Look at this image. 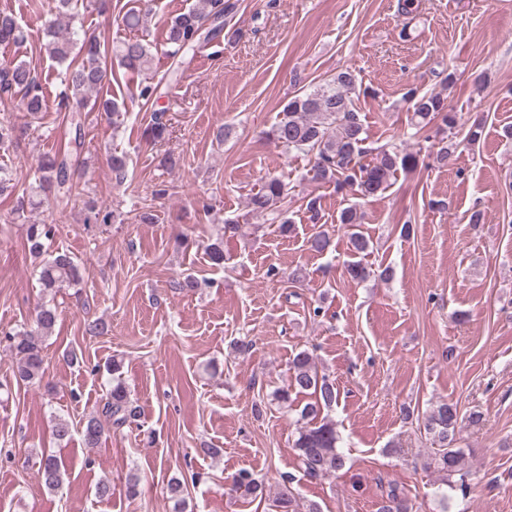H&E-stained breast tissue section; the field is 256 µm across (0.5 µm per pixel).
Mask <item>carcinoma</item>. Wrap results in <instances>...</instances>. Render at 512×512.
I'll return each mask as SVG.
<instances>
[{
    "label": "carcinoma",
    "mask_w": 512,
    "mask_h": 512,
    "mask_svg": "<svg viewBox=\"0 0 512 512\" xmlns=\"http://www.w3.org/2000/svg\"><path fill=\"white\" fill-rule=\"evenodd\" d=\"M51 10L57 17L75 18L79 0H51ZM235 9L231 0H195L193 6L172 16L166 24L165 44L167 54L173 59L171 74L178 75L180 69L191 63L196 51L214 39L223 36L232 39L237 30L228 26L227 17ZM122 20L131 30H139L151 24L148 11L134 8L124 10ZM43 34L49 37L45 49L58 60H70L62 79L63 89L59 93L58 108L69 109L70 102L83 103L87 95L95 91L112 69V59L126 71L141 74L152 69L154 54L152 45L140 38H129L112 47L99 39L84 36L79 53L82 58H70L76 44L72 32L59 31L53 21L44 25ZM27 39V32L11 10H0V46L18 44ZM365 97L375 91L357 88L353 71L341 69L323 82L303 89L288 99L283 108V117L267 132L268 139L290 150L309 157V167L304 179L318 185L329 184L338 190L350 188L362 198L384 194L393 184L398 171H411L418 167L419 158L412 152L397 149H382L370 161L365 147L366 128L361 110L356 106L353 94ZM18 95L27 112L36 116L46 111V99L40 82L26 64L0 67V95ZM403 100L412 110L413 126L425 128L432 120L441 118L448 129L455 128V116L448 112V96L441 92H423L411 86L403 93ZM85 119L82 112L74 110L70 116L68 149L49 153L41 157L38 165L39 188L52 191L61 198H70L78 188L72 171L73 153L84 145ZM27 128L19 127L8 119H0V150L8 151L19 144ZM115 179L119 182L127 177V155L114 153L109 159ZM288 197V183L279 176L261 177L258 187L247 198L248 211L242 216L268 217L271 223L280 224L281 232L292 230V221L283 211L282 204ZM364 214L355 205H350L339 214L338 223L353 227L363 223ZM240 220V221H242ZM240 221H224V233L234 236L241 231ZM55 235L53 224L25 225L28 250L36 257L45 255L46 242ZM332 247V240L325 231H318L308 239L309 250L324 254ZM83 272L80 263L69 253L57 251L43 260L39 283L46 293H57L63 288L80 284ZM59 313L54 305L41 306L36 314L35 327L30 330L4 333L5 341L16 360L15 378L31 382L41 374L43 366L42 341L52 334ZM305 394L311 401L300 411L304 426L300 428L294 448L298 451L305 475L321 478L334 473L345 465L343 455L337 449L338 436L333 423L319 418L322 410L336 404L339 394L336 384L319 374L311 355L298 352L291 362L289 383L280 389L276 398L286 404L291 395ZM139 417V409L133 405L122 382L112 385L99 415L90 417L82 431L84 444L88 448L98 446L105 431L120 429ZM459 410L457 404L444 402L436 406L424 423V431L431 444L435 445L428 467L441 473L444 485L449 490L466 491L469 466L466 453L457 445ZM39 482L46 490H57L64 480L63 463L54 455L42 457L38 469ZM258 481L246 471H240L233 480L231 491L255 492ZM188 486L178 478L171 479L166 487V498L174 505H181L188 497ZM380 512H410L407 499L397 488L387 492V500Z\"/></svg>",
    "instance_id": "obj_1"
}]
</instances>
